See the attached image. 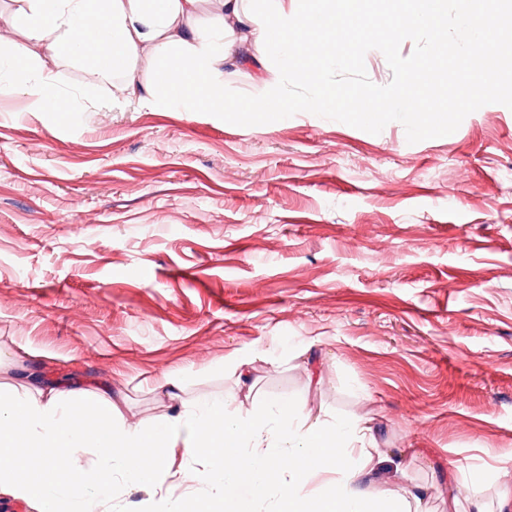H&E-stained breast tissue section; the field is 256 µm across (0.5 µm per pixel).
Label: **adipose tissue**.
I'll use <instances>...</instances> for the list:
<instances>
[{
	"instance_id": "obj_1",
	"label": "adipose tissue",
	"mask_w": 512,
	"mask_h": 512,
	"mask_svg": "<svg viewBox=\"0 0 512 512\" xmlns=\"http://www.w3.org/2000/svg\"><path fill=\"white\" fill-rule=\"evenodd\" d=\"M22 42L0 49V80L28 69L20 94L51 114L74 109L58 86L57 66L71 64L111 81L128 101L157 107L224 109L221 67L260 68L264 93L238 112H332L323 90L288 103L281 76L345 64L337 46L394 40L416 25L435 27L443 0H414L397 22L369 26L359 0H348L332 23V0L300 16L294 0H12ZM156 62L147 74L141 55ZM232 395L181 400L176 416L135 426L114 423L120 402L111 390L0 391V494L32 512H110L117 484L150 485L161 494L153 512H374L359 487L373 473L365 445L370 426L359 419L311 418L303 404L275 396L248 421L229 410ZM181 454L180 469L169 459ZM333 474L318 501L303 490L317 473ZM185 497L164 494L167 481Z\"/></svg>"
}]
</instances>
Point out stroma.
Segmentation results:
<instances>
[{"instance_id":"stroma-1","label":"stroma","mask_w":512,"mask_h":512,"mask_svg":"<svg viewBox=\"0 0 512 512\" xmlns=\"http://www.w3.org/2000/svg\"><path fill=\"white\" fill-rule=\"evenodd\" d=\"M124 102L62 70L76 111L0 83V384L109 386L121 422L234 394L359 418L407 512H499L512 489V109L408 143L308 112L243 116ZM249 363L247 380L228 364ZM321 385L310 386V371ZM478 499L457 498L464 474Z\"/></svg>"}]
</instances>
